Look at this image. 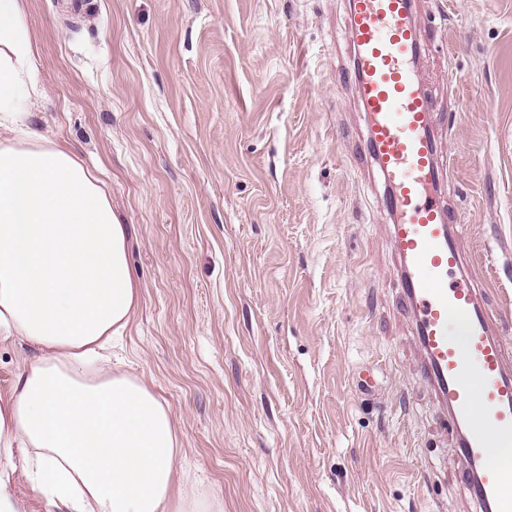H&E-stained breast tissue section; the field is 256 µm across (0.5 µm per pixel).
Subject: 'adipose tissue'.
<instances>
[{
    "instance_id": "adipose-tissue-1",
    "label": "adipose tissue",
    "mask_w": 512,
    "mask_h": 512,
    "mask_svg": "<svg viewBox=\"0 0 512 512\" xmlns=\"http://www.w3.org/2000/svg\"><path fill=\"white\" fill-rule=\"evenodd\" d=\"M25 0H0V328L39 354L0 398V512L16 454L53 512H215L175 490L169 404L104 355L140 300L128 226L98 172L30 125Z\"/></svg>"
}]
</instances>
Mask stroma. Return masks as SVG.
Returning <instances> with one entry per match:
<instances>
[{
  "instance_id": "obj_1",
  "label": "stroma",
  "mask_w": 512,
  "mask_h": 512,
  "mask_svg": "<svg viewBox=\"0 0 512 512\" xmlns=\"http://www.w3.org/2000/svg\"><path fill=\"white\" fill-rule=\"evenodd\" d=\"M346 0H27L32 123L105 172L139 308L112 366L223 512H469L418 374ZM466 271L512 337V0H418ZM0 335V396L36 356ZM379 385L363 394L359 371Z\"/></svg>"
}]
</instances>
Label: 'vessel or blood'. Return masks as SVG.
<instances>
[{"mask_svg": "<svg viewBox=\"0 0 512 512\" xmlns=\"http://www.w3.org/2000/svg\"><path fill=\"white\" fill-rule=\"evenodd\" d=\"M414 10L415 0H348L349 75L368 120L366 150L385 184L420 378L434 393L439 422L472 463L460 481L477 512H512V467L487 463L491 449L512 448V342L497 335L478 284L461 275L464 226L442 189L437 106L417 66L431 39Z\"/></svg>", "mask_w": 512, "mask_h": 512, "instance_id": "b4317fda", "label": "vessel or blood"}]
</instances>
